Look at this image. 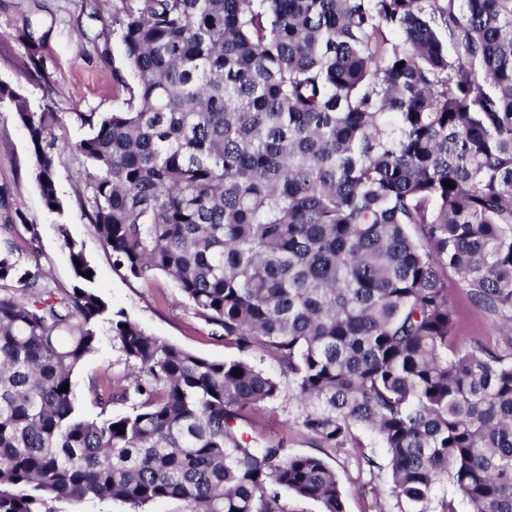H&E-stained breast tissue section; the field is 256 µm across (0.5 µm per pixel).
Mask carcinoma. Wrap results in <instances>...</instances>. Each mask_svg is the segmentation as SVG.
<instances>
[{"label":"carcinoma","instance_id":"carcinoma-1","mask_svg":"<svg viewBox=\"0 0 512 512\" xmlns=\"http://www.w3.org/2000/svg\"><path fill=\"white\" fill-rule=\"evenodd\" d=\"M110 18L126 98L75 113V145L0 83L45 208L63 212L56 170L77 153V200L113 266L169 277L225 345L274 359L323 447L374 432L411 512H458L430 508L445 481L468 512H512V357L455 348L444 281L512 331V0H112ZM46 37L21 34L37 82ZM59 232L68 287L36 249L0 247V512H284L283 491L345 512L321 457L248 419L279 380L112 310ZM104 323L131 372L93 385L89 419L73 376ZM52 512H184V504L178 500H158L143 508H133L118 501H52Z\"/></svg>","mask_w":512,"mask_h":512}]
</instances>
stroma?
<instances>
[{"instance_id":"35a3bbf8","label":"stroma","mask_w":512,"mask_h":512,"mask_svg":"<svg viewBox=\"0 0 512 512\" xmlns=\"http://www.w3.org/2000/svg\"><path fill=\"white\" fill-rule=\"evenodd\" d=\"M108 0H0V83L27 98L33 110L51 106L60 117L58 135L69 141L86 133L75 120L79 112H110L123 96L113 79L122 69L124 48L110 38L108 55H101L95 35L110 26ZM47 29L49 36L41 51V65L47 81L35 82L22 68L27 46L20 35L28 24ZM82 165L68 156L56 171L62 214L49 213L36 186L28 132L17 120L9 103L0 102V225H9L8 237L21 251L36 247L51 277L60 285L71 282L64 238L82 246L96 269L94 286L113 309L124 311L148 333L213 358L238 357L237 349L225 346L214 328L197 317L178 292L175 284L160 276L150 283L124 277L112 265L92 226L81 211L76 188L82 183ZM39 227V239L28 245L26 225ZM66 235H59L58 225ZM448 294L459 315L458 344L478 343L503 355H512V333L504 327L502 315L474 305L456 275L448 277ZM127 368L110 335H103L96 352L87 357L74 377V393L82 412L95 417L98 409L90 386L103 374L120 380ZM262 429L268 438L285 440L290 452L316 455L335 469L345 491L346 512H398L391 495L389 472L384 468V450L372 433L361 432L363 453L378 463L368 469L358 462L355 449L324 448L302 428L299 411L289 397L267 406L260 413ZM52 512H183L182 502L158 500L136 509L118 501H54Z\"/></svg>"}]
</instances>
